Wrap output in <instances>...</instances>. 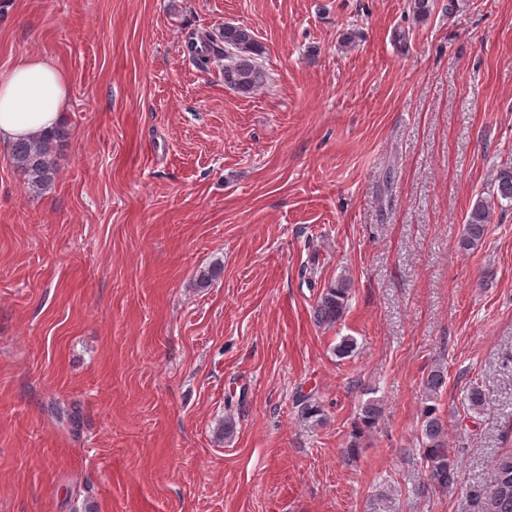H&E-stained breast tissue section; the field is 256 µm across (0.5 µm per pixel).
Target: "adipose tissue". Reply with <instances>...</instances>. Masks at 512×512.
<instances>
[{
	"instance_id": "ef3b65f1",
	"label": "adipose tissue",
	"mask_w": 512,
	"mask_h": 512,
	"mask_svg": "<svg viewBox=\"0 0 512 512\" xmlns=\"http://www.w3.org/2000/svg\"><path fill=\"white\" fill-rule=\"evenodd\" d=\"M69 80L56 63L24 55L0 72V144L53 129L68 105Z\"/></svg>"
}]
</instances>
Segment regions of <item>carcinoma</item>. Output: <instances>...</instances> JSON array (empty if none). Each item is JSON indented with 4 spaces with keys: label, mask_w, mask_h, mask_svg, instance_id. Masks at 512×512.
<instances>
[{
    "label": "carcinoma",
    "mask_w": 512,
    "mask_h": 512,
    "mask_svg": "<svg viewBox=\"0 0 512 512\" xmlns=\"http://www.w3.org/2000/svg\"><path fill=\"white\" fill-rule=\"evenodd\" d=\"M217 41L196 56L204 64L215 63L221 67L224 86L242 96H248L268 84L269 76L259 62L263 47L254 31L238 24H226L215 30ZM67 132L55 129L50 133H37L15 143L11 149L10 163L27 187L40 193L56 181L58 167L55 153L58 141ZM512 205V160L498 166L492 194L477 199L467 212L459 247L465 251L475 249L488 233L494 206ZM351 291L347 278H340L323 289L315 305L316 320L320 324L334 325L345 314ZM448 372L436 366L422 380L424 406L421 414L420 448L426 474L423 489L444 492L457 482L458 463L448 455L447 432L439 414L437 400L446 386ZM298 417L303 421H318L322 417L319 403L309 394L295 399ZM382 414L380 400L370 397L362 402L358 425L370 429ZM484 512H512V456L499 460L493 478L483 492Z\"/></svg>",
    "instance_id": "cac0c4a2"
}]
</instances>
